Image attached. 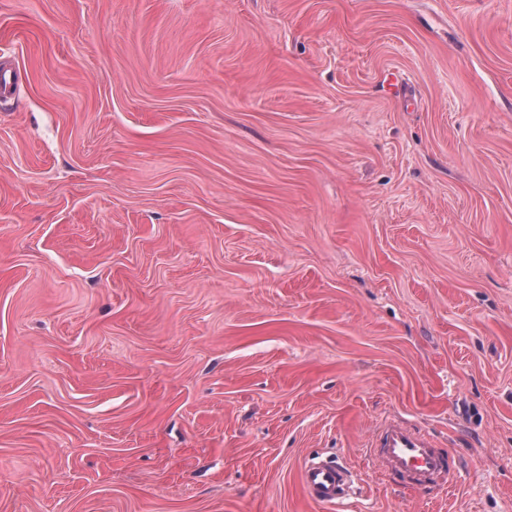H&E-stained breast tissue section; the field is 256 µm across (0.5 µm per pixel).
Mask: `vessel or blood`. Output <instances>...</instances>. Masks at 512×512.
Masks as SVG:
<instances>
[{
    "label": "vessel or blood",
    "mask_w": 512,
    "mask_h": 512,
    "mask_svg": "<svg viewBox=\"0 0 512 512\" xmlns=\"http://www.w3.org/2000/svg\"><path fill=\"white\" fill-rule=\"evenodd\" d=\"M378 470L429 489L449 488L452 468L433 442L399 421L384 422L371 444ZM348 470L330 459L307 462L301 469V486L313 502L332 505L344 499Z\"/></svg>",
    "instance_id": "vessel-or-blood-1"
}]
</instances>
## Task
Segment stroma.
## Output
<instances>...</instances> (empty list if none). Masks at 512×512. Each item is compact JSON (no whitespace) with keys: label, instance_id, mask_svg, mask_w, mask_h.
Masks as SVG:
<instances>
[{"label":"stroma","instance_id":"35a3bbf8","mask_svg":"<svg viewBox=\"0 0 512 512\" xmlns=\"http://www.w3.org/2000/svg\"><path fill=\"white\" fill-rule=\"evenodd\" d=\"M0 512H512V0H0ZM378 470L387 477H402L429 489H449L453 468L419 431L399 421H385L372 441ZM349 471L331 459L309 461L301 469V486L313 502L332 505L346 497Z\"/></svg>","mask_w":512,"mask_h":512}]
</instances>
